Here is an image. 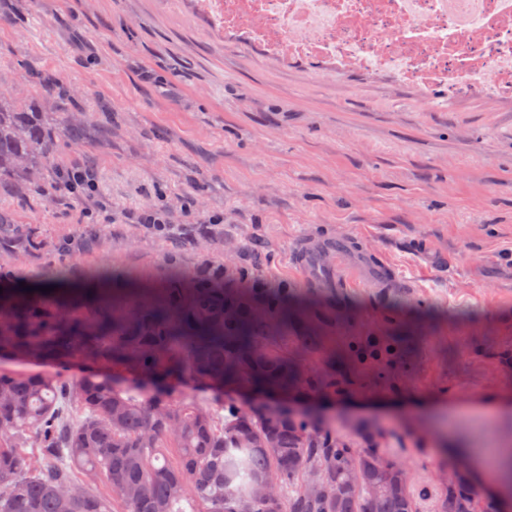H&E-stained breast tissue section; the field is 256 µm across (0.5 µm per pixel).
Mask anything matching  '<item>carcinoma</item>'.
Masks as SVG:
<instances>
[{"instance_id":"1","label":"carcinoma","mask_w":512,"mask_h":512,"mask_svg":"<svg viewBox=\"0 0 512 512\" xmlns=\"http://www.w3.org/2000/svg\"><path fill=\"white\" fill-rule=\"evenodd\" d=\"M76 113L56 124L37 102L0 101V181L39 176L58 136H83ZM99 243L95 230L60 241L39 224L0 212V256L20 263ZM221 271L195 287L176 280L158 299L129 302L110 289L50 292L20 287L0 269V358L90 368L71 383L0 370V512H418L405 473L374 439L356 448L306 422L224 404L225 415L193 401L143 393L137 379L191 378L216 389L267 394L336 391L354 357L331 351L327 369L272 346L288 323L283 298L254 306L229 294ZM39 449L35 464L23 453ZM363 477L349 485L351 475ZM106 479L107 496L96 484ZM345 486L339 497L333 485ZM480 491L448 481L434 512H477Z\"/></svg>"}]
</instances>
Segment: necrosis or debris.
<instances>
[{
	"instance_id": "necrosis-or-debris-1",
	"label": "necrosis or debris",
	"mask_w": 512,
	"mask_h": 512,
	"mask_svg": "<svg viewBox=\"0 0 512 512\" xmlns=\"http://www.w3.org/2000/svg\"><path fill=\"white\" fill-rule=\"evenodd\" d=\"M228 42L288 65L378 73L426 102L512 99V0H192Z\"/></svg>"
}]
</instances>
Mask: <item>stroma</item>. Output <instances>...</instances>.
<instances>
[{
    "instance_id": "stroma-1",
    "label": "stroma",
    "mask_w": 512,
    "mask_h": 512,
    "mask_svg": "<svg viewBox=\"0 0 512 512\" xmlns=\"http://www.w3.org/2000/svg\"><path fill=\"white\" fill-rule=\"evenodd\" d=\"M45 81L86 135L60 137L34 182L0 187V209L52 237L95 227L103 245L32 256L24 280L154 298L210 263L227 289L260 280L266 298L312 305L276 346L295 351L312 326L359 363L299 411L359 448L377 434L431 512L468 469L443 452L435 412L512 391V100L427 108L381 76L283 66L224 41L189 0H0V97L54 111ZM76 165L96 171L97 195H49ZM102 198L112 219L91 223ZM147 207L178 228L223 216V250L174 246L135 222ZM305 249L322 280L304 279Z\"/></svg>"
}]
</instances>
